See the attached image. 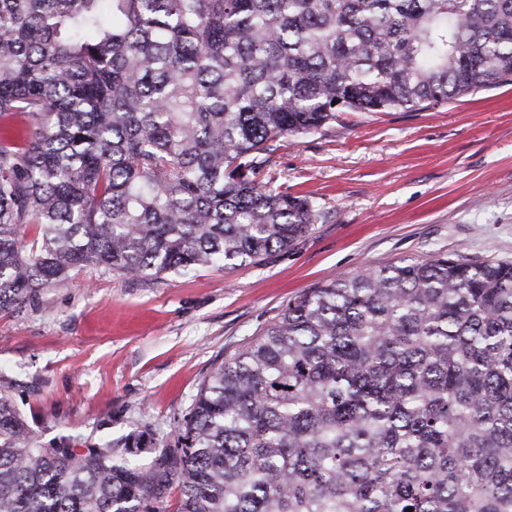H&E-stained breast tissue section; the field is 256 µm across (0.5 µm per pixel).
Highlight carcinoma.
Segmentation results:
<instances>
[{"instance_id": "carcinoma-1", "label": "carcinoma", "mask_w": 512, "mask_h": 512, "mask_svg": "<svg viewBox=\"0 0 512 512\" xmlns=\"http://www.w3.org/2000/svg\"><path fill=\"white\" fill-rule=\"evenodd\" d=\"M512 80V0H0V311L83 268H231L317 222L263 181L338 112ZM173 448H46L0 395V512H512V262L301 294Z\"/></svg>"}]
</instances>
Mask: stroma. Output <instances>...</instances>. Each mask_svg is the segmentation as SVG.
<instances>
[{"mask_svg": "<svg viewBox=\"0 0 512 512\" xmlns=\"http://www.w3.org/2000/svg\"><path fill=\"white\" fill-rule=\"evenodd\" d=\"M274 185L319 213L231 270L134 281L85 269L0 312V394L40 443L174 445L203 380L336 274L436 253L512 262V84L417 112H342L275 152Z\"/></svg>", "mask_w": 512, "mask_h": 512, "instance_id": "1", "label": "stroma"}]
</instances>
